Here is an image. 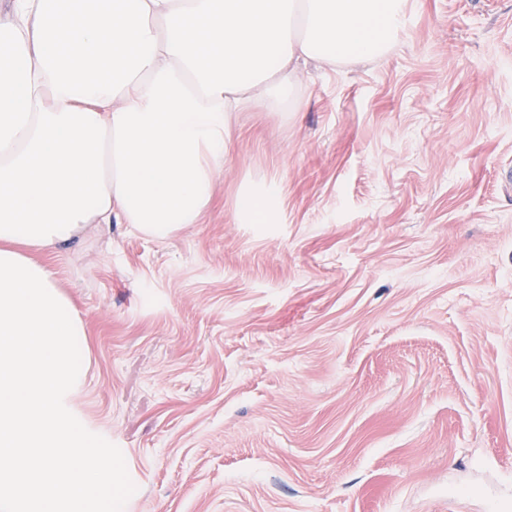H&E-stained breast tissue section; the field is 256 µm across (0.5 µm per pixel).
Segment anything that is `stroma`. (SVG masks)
<instances>
[{
  "label": "stroma",
  "mask_w": 512,
  "mask_h": 512,
  "mask_svg": "<svg viewBox=\"0 0 512 512\" xmlns=\"http://www.w3.org/2000/svg\"><path fill=\"white\" fill-rule=\"evenodd\" d=\"M408 2L236 114L205 223L43 254L123 512H512V0Z\"/></svg>",
  "instance_id": "obj_1"
}]
</instances>
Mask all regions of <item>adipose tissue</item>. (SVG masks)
Segmentation results:
<instances>
[{
	"mask_svg": "<svg viewBox=\"0 0 512 512\" xmlns=\"http://www.w3.org/2000/svg\"><path fill=\"white\" fill-rule=\"evenodd\" d=\"M0 16V512H118L71 406L88 334L38 253L103 224L202 223L236 112L385 57L407 0H10Z\"/></svg>",
	"mask_w": 512,
	"mask_h": 512,
	"instance_id": "obj_1",
	"label": "adipose tissue"
}]
</instances>
